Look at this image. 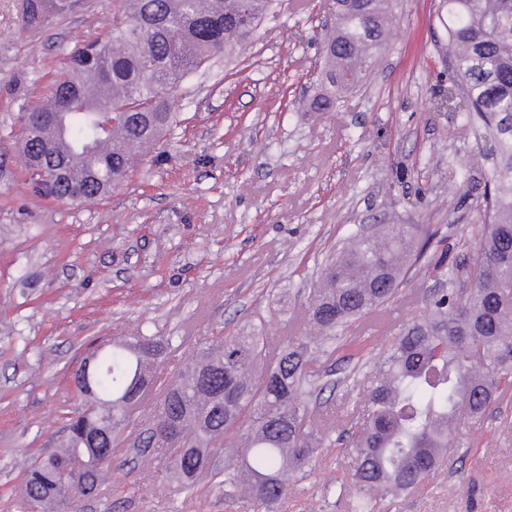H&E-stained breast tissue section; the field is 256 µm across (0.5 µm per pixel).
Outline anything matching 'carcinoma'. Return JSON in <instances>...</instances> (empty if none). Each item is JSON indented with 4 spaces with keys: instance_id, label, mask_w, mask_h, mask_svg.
<instances>
[{
    "instance_id": "cac0c4a2",
    "label": "carcinoma",
    "mask_w": 512,
    "mask_h": 512,
    "mask_svg": "<svg viewBox=\"0 0 512 512\" xmlns=\"http://www.w3.org/2000/svg\"><path fill=\"white\" fill-rule=\"evenodd\" d=\"M78 0H22L21 21L36 29L52 15L73 11ZM272 0H113L118 14L105 39L106 51L88 44L66 53L69 77L49 90L40 112L67 107L66 156L72 178L94 172L88 194L95 200L122 184L136 159L155 146L173 120L170 98L184 79L217 56L229 54L255 35L269 16ZM448 6V56L468 118L496 130L495 170L483 176L485 224L472 264L448 271V290L430 300L427 311L398 329L386 348L366 347L351 335L355 325L391 304L408 273L417 268L428 243L414 249L418 224H392L371 236L354 234L325 266L308 302L310 331L287 336L269 354L264 325L242 335L223 336L199 352L179 376L156 389L153 419L180 423V447L170 449L176 488L191 491L224 454V501L247 503L254 512H275L288 494L293 473L312 465L326 440L312 423L313 397L328 375L336 351L354 346L364 371L352 390L362 403L347 433L354 458L352 512H373L375 503L419 488L440 469L450 443L459 437L460 409L473 426L499 404L501 386L512 385V0H443ZM395 20L390 0H332V18L321 40L320 88L309 100L313 112L338 108L367 84L377 53ZM87 80L97 81L90 100ZM112 104L133 113L112 123V135L98 132L99 107ZM112 138V150L100 149ZM35 191L48 190L53 169L27 161ZM470 282L465 292L457 281ZM172 340L133 336L115 341L100 359L96 399L112 403V446L136 418L145 381L168 353ZM97 418L88 402L70 419L66 447L37 459L27 470L19 512H44L53 502L71 501L66 462L85 451L88 421Z\"/></svg>"
}]
</instances>
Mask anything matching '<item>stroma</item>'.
Listing matches in <instances>:
<instances>
[{"mask_svg":"<svg viewBox=\"0 0 512 512\" xmlns=\"http://www.w3.org/2000/svg\"><path fill=\"white\" fill-rule=\"evenodd\" d=\"M19 4L0 0V512H17L26 465L65 438L81 404L75 370L114 338L186 337L167 360L175 377L202 343L258 318L276 337L286 321L307 324L326 260L352 232L420 224L432 235L424 271L363 324L384 347L447 287L430 264L475 257L483 186L464 165L489 171L494 135L438 108L455 77L441 0H396L369 83L330 112L306 109L328 0H275L252 44L186 77L174 124L127 182L78 204L33 192L23 116L63 78L66 49L105 38L112 0H82L29 31ZM328 366L336 386L315 419L341 435L361 412L345 383L354 362L342 351ZM154 407L141 405L79 512H241L208 481L174 494L164 449L127 447ZM344 447L336 441L313 474L291 479L280 512H347L336 485L353 466ZM376 512H512V390L479 430L462 428L423 486Z\"/></svg>","mask_w":512,"mask_h":512,"instance_id":"stroma-1","label":"stroma"}]
</instances>
